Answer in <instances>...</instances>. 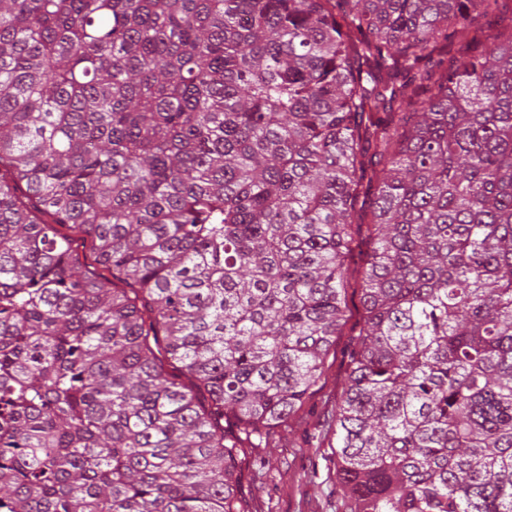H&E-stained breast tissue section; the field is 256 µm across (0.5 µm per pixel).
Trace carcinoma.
Segmentation results:
<instances>
[{"mask_svg":"<svg viewBox=\"0 0 512 512\" xmlns=\"http://www.w3.org/2000/svg\"><path fill=\"white\" fill-rule=\"evenodd\" d=\"M510 1L0 0V512H245L354 284L348 512H512Z\"/></svg>","mask_w":512,"mask_h":512,"instance_id":"carcinoma-1","label":"carcinoma"}]
</instances>
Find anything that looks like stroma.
Returning a JSON list of instances; mask_svg holds the SVG:
<instances>
[{"mask_svg":"<svg viewBox=\"0 0 512 512\" xmlns=\"http://www.w3.org/2000/svg\"><path fill=\"white\" fill-rule=\"evenodd\" d=\"M355 320H348L330 346L329 380L298 412L299 425L270 433L260 448H245L238 462L237 493L247 512H345L336 483L333 451L321 446L358 342Z\"/></svg>","mask_w":512,"mask_h":512,"instance_id":"1","label":"stroma"}]
</instances>
